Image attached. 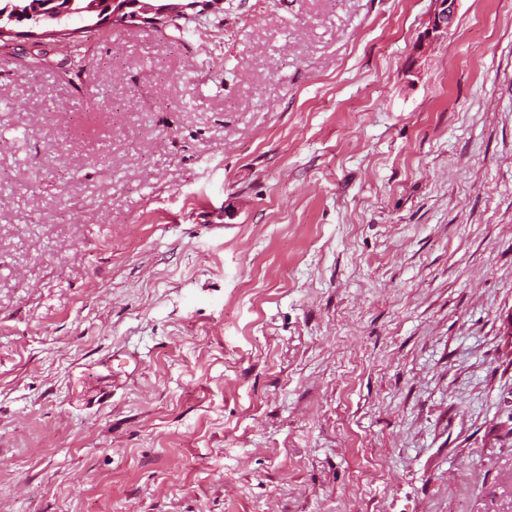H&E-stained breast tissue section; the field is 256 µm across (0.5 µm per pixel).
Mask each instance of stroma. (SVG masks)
Listing matches in <instances>:
<instances>
[{"label": "stroma", "mask_w": 512, "mask_h": 512, "mask_svg": "<svg viewBox=\"0 0 512 512\" xmlns=\"http://www.w3.org/2000/svg\"><path fill=\"white\" fill-rule=\"evenodd\" d=\"M205 3L0 42V512H512V0ZM456 0H434V8L430 17L429 28L432 33L448 29L454 17Z\"/></svg>", "instance_id": "stroma-1"}]
</instances>
